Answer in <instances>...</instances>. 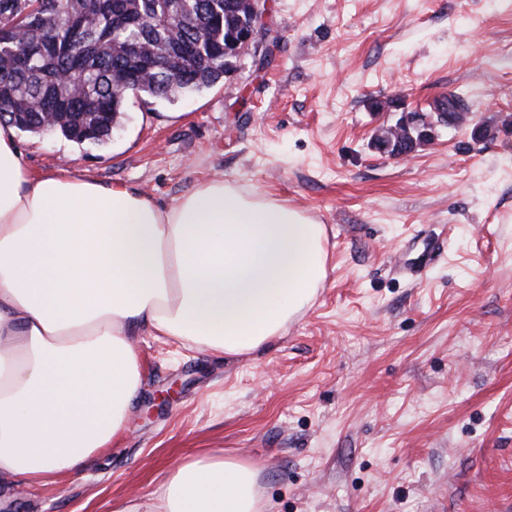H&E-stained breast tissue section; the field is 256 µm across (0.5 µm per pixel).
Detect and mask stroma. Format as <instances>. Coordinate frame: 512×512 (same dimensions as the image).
<instances>
[{"mask_svg": "<svg viewBox=\"0 0 512 512\" xmlns=\"http://www.w3.org/2000/svg\"><path fill=\"white\" fill-rule=\"evenodd\" d=\"M273 45L202 93L130 102L111 140L19 133L36 176L160 204L215 177L326 230L327 277L249 355L136 338L124 434L6 512H113L194 457L252 465L264 512H512V0H273ZM413 156L370 146L450 94ZM463 107V97L454 95L446 105L442 104L441 112H435L434 117L426 118L417 112L405 113L395 124L383 127L375 134L373 147L381 154L391 156L409 155L415 149L398 152V148L393 151L394 145L407 141L409 137L412 138V131L417 132L422 139H433L438 126L451 127L454 125L453 122L448 120V116L452 120H456L459 115L458 110L463 109ZM444 112H447L448 115H442Z\"/></svg>", "mask_w": 512, "mask_h": 512, "instance_id": "35a3bbf8", "label": "stroma"}]
</instances>
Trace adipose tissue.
Instances as JSON below:
<instances>
[{
	"instance_id": "adipose-tissue-1",
	"label": "adipose tissue",
	"mask_w": 512,
	"mask_h": 512,
	"mask_svg": "<svg viewBox=\"0 0 512 512\" xmlns=\"http://www.w3.org/2000/svg\"><path fill=\"white\" fill-rule=\"evenodd\" d=\"M0 124V477L37 482L109 447L142 384L134 338L241 356L282 335L327 275L325 231L210 179L164 206L61 169L33 177ZM256 472L197 458L114 512H261Z\"/></svg>"
}]
</instances>
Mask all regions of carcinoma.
<instances>
[{"instance_id": "carcinoma-1", "label": "carcinoma", "mask_w": 512, "mask_h": 512, "mask_svg": "<svg viewBox=\"0 0 512 512\" xmlns=\"http://www.w3.org/2000/svg\"><path fill=\"white\" fill-rule=\"evenodd\" d=\"M228 0H0V118L21 132L104 145L128 97L172 100L224 78ZM178 18L181 24L173 25ZM126 44L149 52L129 55ZM181 61V75L159 62ZM59 120L46 123V113Z\"/></svg>"}]
</instances>
